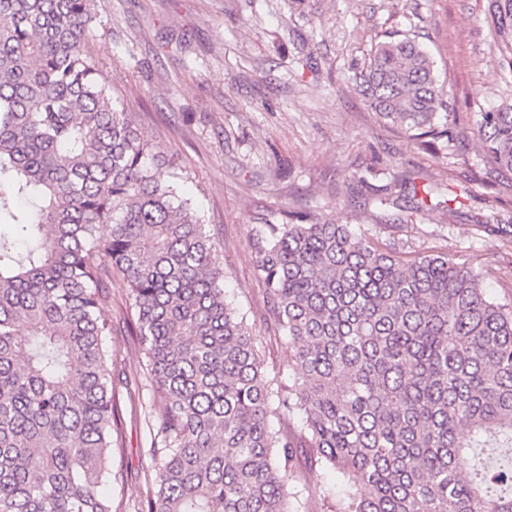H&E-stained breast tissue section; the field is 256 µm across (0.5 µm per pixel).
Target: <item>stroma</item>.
Masks as SVG:
<instances>
[{"mask_svg": "<svg viewBox=\"0 0 512 512\" xmlns=\"http://www.w3.org/2000/svg\"><path fill=\"white\" fill-rule=\"evenodd\" d=\"M489 0H97L87 49L139 133L174 160L224 265V293L258 336L269 374H287L292 348L267 311L252 229L286 213L361 228L399 251L442 245L459 261L482 256L488 295L512 301V252L480 227L512 225V173H489L475 115L512 98L497 64ZM416 38L431 52L460 134L421 149L383 125L355 82L375 43ZM433 188L415 211L400 182ZM468 195L449 202V187ZM112 323V372L121 384V467L113 512H134L152 461L146 422L156 406L145 358L126 333L125 290L101 310ZM292 512L336 506L347 479L297 466ZM323 486L325 502L300 491Z\"/></svg>", "mask_w": 512, "mask_h": 512, "instance_id": "obj_1", "label": "stroma"}]
</instances>
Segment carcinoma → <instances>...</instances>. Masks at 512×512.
I'll return each mask as SVG.
<instances>
[{"label":"carcinoma","mask_w":512,"mask_h":512,"mask_svg":"<svg viewBox=\"0 0 512 512\" xmlns=\"http://www.w3.org/2000/svg\"><path fill=\"white\" fill-rule=\"evenodd\" d=\"M491 6L512 79V0ZM95 24V0H0V216L34 200L0 231V512H112L114 274L157 403L135 512H291L300 460L354 479L336 512H512V303L488 297L482 262L407 258L325 220L259 225L264 295L295 343L278 384L170 160L85 51ZM357 87L420 145L454 141L414 40L377 43ZM475 123L490 172L512 171V104Z\"/></svg>","instance_id":"carcinoma-1"}]
</instances>
